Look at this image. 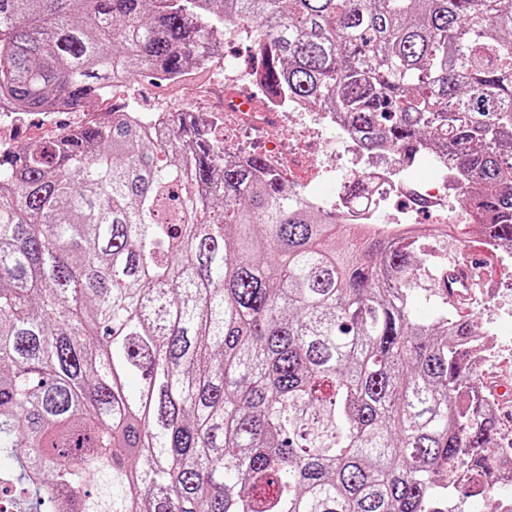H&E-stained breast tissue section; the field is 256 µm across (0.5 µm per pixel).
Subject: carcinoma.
<instances>
[{"label": "carcinoma", "mask_w": 512, "mask_h": 512, "mask_svg": "<svg viewBox=\"0 0 512 512\" xmlns=\"http://www.w3.org/2000/svg\"><path fill=\"white\" fill-rule=\"evenodd\" d=\"M257 28L267 84L366 149L427 142L512 245L509 0H0V98L44 112L202 71ZM224 160L193 112L0 153V456L30 512H464L500 425L446 266ZM434 305L430 322L415 303Z\"/></svg>", "instance_id": "obj_1"}]
</instances>
